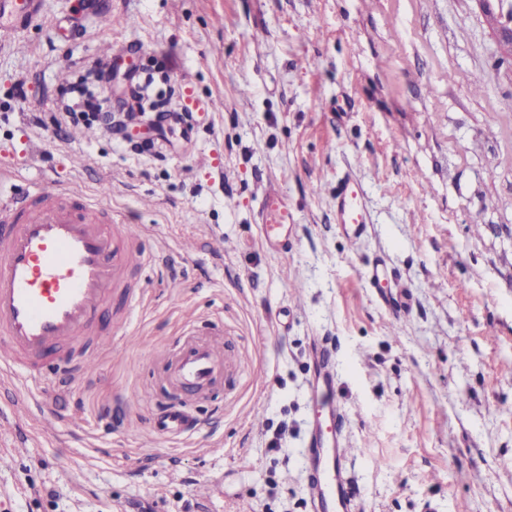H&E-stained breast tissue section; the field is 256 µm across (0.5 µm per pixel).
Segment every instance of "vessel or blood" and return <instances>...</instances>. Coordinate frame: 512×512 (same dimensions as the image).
Returning <instances> with one entry per match:
<instances>
[{
  "mask_svg": "<svg viewBox=\"0 0 512 512\" xmlns=\"http://www.w3.org/2000/svg\"><path fill=\"white\" fill-rule=\"evenodd\" d=\"M43 14V0H0V47H18ZM268 247L288 246V210L275 186H267L259 211ZM336 224L349 240L365 238L370 218L355 170L336 188ZM149 258L132 244L102 201L36 183L17 196L0 187V366L27 380L88 375L89 360L70 350L85 337L109 344L111 330L99 315L129 267ZM318 374L311 385L314 427L305 456L313 512H358L345 463L351 455L342 429L345 414L335 399L336 354L328 340L317 347ZM232 365L217 342L194 338L173 353L166 372L174 389L206 394ZM198 428L184 406L173 404L150 419L157 436L178 439Z\"/></svg>",
  "mask_w": 512,
  "mask_h": 512,
  "instance_id": "b4317fda",
  "label": "vessel or blood"
}]
</instances>
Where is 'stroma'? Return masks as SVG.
<instances>
[{"label": "stroma", "mask_w": 512, "mask_h": 512, "mask_svg": "<svg viewBox=\"0 0 512 512\" xmlns=\"http://www.w3.org/2000/svg\"><path fill=\"white\" fill-rule=\"evenodd\" d=\"M26 36L27 51L0 48V183L109 186L164 261L129 273L140 302L89 380L47 394L0 373V411L31 404L0 426V512H129L140 499L155 512H312L303 456L322 337L336 344L359 512H512V55L478 0H45ZM106 45L132 68L96 96L136 113L132 132L190 94L222 108L166 123L152 155L101 127L71 139L56 101L106 65ZM350 166L372 221L354 246L335 206ZM270 180L294 226L284 252L259 235ZM219 238L235 250L217 253ZM379 256L401 286L398 319L367 276ZM192 329L221 335L229 355L257 352L267 378L229 370L189 405L201 431L171 442L148 420L177 398L165 365ZM43 406L58 433L44 432ZM18 438L28 452L14 457ZM204 480L215 493L201 502Z\"/></svg>", "instance_id": "35a3bbf8"}]
</instances>
